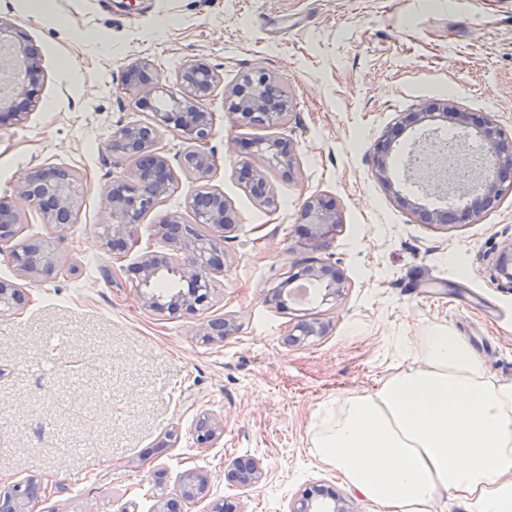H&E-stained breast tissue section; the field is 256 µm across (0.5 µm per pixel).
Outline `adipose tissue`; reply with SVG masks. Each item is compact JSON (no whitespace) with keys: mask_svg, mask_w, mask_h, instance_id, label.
<instances>
[{"mask_svg":"<svg viewBox=\"0 0 512 512\" xmlns=\"http://www.w3.org/2000/svg\"><path fill=\"white\" fill-rule=\"evenodd\" d=\"M416 357L328 410L315 454L384 512H432L447 493L512 512V386L447 327L421 337Z\"/></svg>","mask_w":512,"mask_h":512,"instance_id":"1","label":"adipose tissue"}]
</instances>
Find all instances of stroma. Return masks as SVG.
Wrapping results in <instances>:
<instances>
[{
  "label": "stroma",
  "instance_id": "obj_1",
  "mask_svg": "<svg viewBox=\"0 0 512 512\" xmlns=\"http://www.w3.org/2000/svg\"><path fill=\"white\" fill-rule=\"evenodd\" d=\"M0 0V20L24 30L39 53L37 105L22 121H0V202L16 203L21 176L37 166L74 173L78 207L58 230L29 207L17 234L0 243V281L27 302L0 317V486L27 478L40 487L36 512H118L135 500L153 512L156 496L181 476L204 475L209 502L239 512H286L304 487L325 484L358 512L382 507L313 453L325 406L374 391L411 365L396 345L444 326L478 352L490 377L512 383V282L495 264L512 240V194L473 223H420L403 202L417 189L407 156L422 128L407 113L453 101L494 115L512 131V0ZM85 31L96 40L82 39ZM156 66L145 105L125 93L123 68ZM200 59L222 81L205 107L213 130L203 143L234 225L214 274L209 318L234 320L224 340L205 344L198 321L144 307L130 268L143 252H172L156 232L171 215L195 222L193 179L177 183L121 251L101 244L102 189L132 162L109 153L114 129L149 120L164 105L183 62ZM265 70L292 101L288 122L258 127L229 119L239 78ZM398 135L387 159L391 183L375 176L374 146ZM286 139L294 177L268 167L277 200L261 207L238 179L243 143ZM335 202L341 225L322 242L300 235L307 198ZM53 238L60 264L38 282L19 272L12 249ZM327 262L346 279L336 305L318 298L280 310L272 299L300 267ZM328 333L284 345L299 316ZM224 421L213 447L191 432L201 412ZM176 433L174 446L156 444ZM259 458L265 476L244 488L225 481L237 457Z\"/></svg>",
  "mask_w": 512,
  "mask_h": 512
}]
</instances>
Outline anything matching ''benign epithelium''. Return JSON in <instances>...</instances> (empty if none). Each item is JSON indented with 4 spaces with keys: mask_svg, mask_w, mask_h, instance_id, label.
<instances>
[{
    "mask_svg": "<svg viewBox=\"0 0 512 512\" xmlns=\"http://www.w3.org/2000/svg\"><path fill=\"white\" fill-rule=\"evenodd\" d=\"M11 35L23 59L24 76L19 78L7 68L0 67V86L11 87L8 100L0 103V120L3 116L20 121L30 107L38 100L39 58L31 48L27 35L15 28ZM122 83L130 97L153 86V67L142 60L127 68ZM221 77L209 65L199 59H192L183 66L177 90L168 95L167 103L153 112V120L147 124L124 125L112 132L107 143L109 151L116 155H129L138 159V166L128 175L112 181L104 189V206L107 221L103 224V245L111 250L125 247L128 239L134 237L141 218L159 205L164 196L178 180L168 159L156 151L159 135L172 128L188 144L181 163V172L198 182H207L216 163L210 154L199 149L213 128L212 113L204 110ZM233 100L229 107L230 119L241 125L270 124L285 121L290 116L292 102L282 97L276 82L262 70L243 75L232 91ZM453 114L460 124V132L466 137H475L482 145L483 152L495 158L497 172L491 174L481 160L470 163L464 173L466 184L463 194H468L475 183L483 186V194L473 199H456L445 207L427 208L410 200L414 214L427 224L448 228L453 223L471 222L495 205L504 195L512 192V132L502 129L493 116L473 117L453 105H444L441 114L420 110L404 118L408 124L432 122L438 116ZM437 142H418L417 151L410 159V165L420 174L426 187H439L448 182V161L459 151L457 143L448 152L442 151L435 158L439 174L430 178L419 165V157L435 147ZM261 157L274 167L293 170L296 155L288 140H276L258 147L251 157ZM242 177L246 188L260 205L271 208L274 200L269 194L265 175L249 160L242 162ZM36 206L42 212L45 223L62 228L72 223L76 213L77 200L72 192V180L54 167L39 168L23 174L20 180L18 203L14 208L0 207V241L14 235V227L22 209ZM192 208L201 224L217 229L219 235L197 237L187 226L181 225L180 218L173 215L157 226V233L169 240L175 251L185 255V261L177 263L174 257L153 252L144 253L136 263L135 288L142 305L159 315H175L179 312L202 315L211 302L210 281L212 274L222 269L217 238L232 226L228 216L224 195L203 187L192 199ZM299 223L300 231H311L313 238L327 240L335 235L340 218L335 204L322 197L313 196L303 205ZM18 269L26 275L48 279L58 270L56 245L49 238L29 242L10 253ZM173 276L185 282L188 288L180 289L168 296L153 291V285L162 278ZM315 282L322 300L333 302L341 296L345 285L341 274L329 264H310L295 274ZM24 296L12 285L0 281V316L7 315L23 305ZM233 323L221 319H201L199 331L207 341L222 340L230 335ZM327 325L314 319L302 320L289 332L285 343L301 344L313 336H324ZM224 434V425L208 412L201 413L194 424L193 437L200 448H210ZM263 476L262 463L251 456L234 459L225 470V478L243 487L257 485ZM17 484L13 483L0 491V509L3 512H33L31 504L39 497V487L31 485L29 496H14ZM208 481L201 474H186L180 480L179 490L173 496H162L157 500L155 512H182L187 499L207 494ZM288 512H351L348 504L332 489L323 485L306 488L301 496L288 504Z\"/></svg>",
    "mask_w": 512,
    "mask_h": 512,
    "instance_id": "1",
    "label": "benign epithelium"
}]
</instances>
